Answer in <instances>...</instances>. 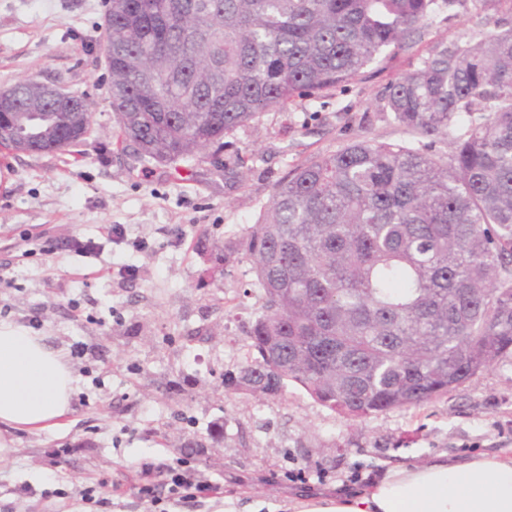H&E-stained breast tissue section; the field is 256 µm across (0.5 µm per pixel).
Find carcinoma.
Returning <instances> with one entry per match:
<instances>
[{"mask_svg": "<svg viewBox=\"0 0 512 512\" xmlns=\"http://www.w3.org/2000/svg\"><path fill=\"white\" fill-rule=\"evenodd\" d=\"M466 2L108 0L119 138L140 161L189 162L347 85ZM13 89L18 134L1 148L48 154L87 132L90 113L27 112L30 81ZM378 111L414 142L358 139L297 166L224 246L264 299L234 389L272 396L293 381L364 419L427 405L512 351V23L434 42Z\"/></svg>", "mask_w": 512, "mask_h": 512, "instance_id": "1", "label": "carcinoma"}]
</instances>
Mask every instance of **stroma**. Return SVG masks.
Masks as SVG:
<instances>
[{
    "label": "stroma",
    "instance_id": "stroma-1",
    "mask_svg": "<svg viewBox=\"0 0 512 512\" xmlns=\"http://www.w3.org/2000/svg\"><path fill=\"white\" fill-rule=\"evenodd\" d=\"M106 10V0H0V90L58 83L92 113L75 146L0 152V320L66 351L77 385L64 433H17L0 462V512H289L294 499L440 453L511 456L512 354L428 405L357 420L293 382L263 399L225 386L252 351L263 291L246 260L222 256L297 165L364 137L409 141L377 109L387 83L437 40H485L512 0L430 17L420 41L347 87L266 113L179 171L141 165L118 141ZM235 158L244 177L223 170ZM123 265L136 277L119 275ZM146 461L220 491L154 503L135 491Z\"/></svg>",
    "mask_w": 512,
    "mask_h": 512
}]
</instances>
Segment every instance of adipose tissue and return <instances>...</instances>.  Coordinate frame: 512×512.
Listing matches in <instances>:
<instances>
[{
    "instance_id": "ef3b65f1",
    "label": "adipose tissue",
    "mask_w": 512,
    "mask_h": 512,
    "mask_svg": "<svg viewBox=\"0 0 512 512\" xmlns=\"http://www.w3.org/2000/svg\"><path fill=\"white\" fill-rule=\"evenodd\" d=\"M76 386L60 350L27 328L0 321V461L15 432H52L72 411ZM296 512H512V456H439L397 466L363 489L301 499Z\"/></svg>"
}]
</instances>
